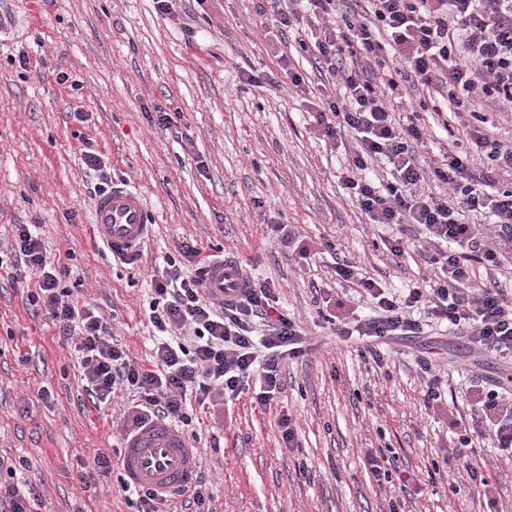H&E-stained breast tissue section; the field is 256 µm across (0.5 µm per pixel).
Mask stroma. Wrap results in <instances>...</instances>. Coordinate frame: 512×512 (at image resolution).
<instances>
[{
    "label": "stroma",
    "mask_w": 512,
    "mask_h": 512,
    "mask_svg": "<svg viewBox=\"0 0 512 512\" xmlns=\"http://www.w3.org/2000/svg\"><path fill=\"white\" fill-rule=\"evenodd\" d=\"M283 54L302 90L281 72ZM325 85L309 51L267 33L257 0H172L166 12L157 0H0V247L15 225H36L69 270L66 287L93 300L115 343L147 366L149 274L178 243L235 253L252 277L277 283L309 349L283 366L271 408L255 407L249 388L197 411L207 512H512V460L471 427L482 388L512 386V361L438 329L374 341L336 333L374 312L337 263L396 294L435 274L418 252L394 256L391 228L369 224L344 189L347 154L315 127ZM161 110L179 113L183 139L159 126ZM89 147L102 171L84 164ZM105 176L139 189L157 214L131 265L91 234ZM430 384L438 400H426ZM130 401L119 391L94 409L74 353L0 275V456L27 459L43 512H135L117 474L76 476L78 459L120 448ZM372 453L396 457L398 479L377 484Z\"/></svg>",
    "instance_id": "stroma-1"
}]
</instances>
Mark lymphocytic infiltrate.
<instances>
[{
  "label": "lymphocytic infiltrate",
  "instance_id": "1",
  "mask_svg": "<svg viewBox=\"0 0 512 512\" xmlns=\"http://www.w3.org/2000/svg\"><path fill=\"white\" fill-rule=\"evenodd\" d=\"M363 2L358 13L343 10L341 0H260L259 10L268 28L310 36L314 59L333 81L335 92L320 102L315 121L327 139L353 143L344 188L369 223L395 227L393 255L414 244L406 226L421 227L417 244L440 270L432 288L409 289L401 299L359 279L379 313L355 330L375 340L421 334V322L409 315L420 305L481 350L512 359V298L498 285L471 284L473 264L502 268L504 248L512 245V188L500 181L512 174V144L469 121L481 105L512 112V0ZM398 103L406 119L395 117ZM428 109L463 117L466 146L425 166L417 148L427 131L420 114ZM431 182L444 193L429 192ZM178 253L151 277L149 321L158 339L147 368L107 339L102 314L73 298L66 266L49 261L39 234L16 225L8 248L11 282L27 288L30 306L77 352L89 401L108 403L119 390L137 396L127 430L149 420L191 426L188 401L202 409L238 397L253 373L258 406H270L280 391V365L307 349L303 329L276 307L273 281L251 280L242 297L218 305L203 291L202 248L186 242ZM182 258L196 274H183ZM481 410L495 447L512 454V399L488 389ZM26 465L0 458L8 477L0 483V512H40L38 487L16 478Z\"/></svg>",
  "mask_w": 512,
  "mask_h": 512
}]
</instances>
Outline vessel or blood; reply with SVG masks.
<instances>
[{"mask_svg": "<svg viewBox=\"0 0 512 512\" xmlns=\"http://www.w3.org/2000/svg\"><path fill=\"white\" fill-rule=\"evenodd\" d=\"M156 218L139 191L115 186L100 194L92 213L96 238L113 257L131 256L149 240ZM204 289L217 302L231 301L246 291L248 280L241 261L225 256L204 269ZM119 468L127 486L150 488L171 496L190 491L197 473V454L186 434L176 426L155 421L121 441Z\"/></svg>", "mask_w": 512, "mask_h": 512, "instance_id": "vessel-or-blood-1", "label": "vessel or blood"}]
</instances>
